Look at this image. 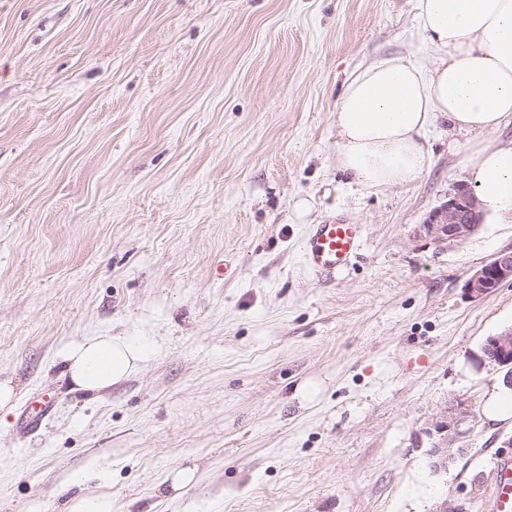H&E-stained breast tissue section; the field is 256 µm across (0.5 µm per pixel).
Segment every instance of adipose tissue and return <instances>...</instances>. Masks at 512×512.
Here are the masks:
<instances>
[{"mask_svg": "<svg viewBox=\"0 0 512 512\" xmlns=\"http://www.w3.org/2000/svg\"><path fill=\"white\" fill-rule=\"evenodd\" d=\"M417 18L436 54L430 68L381 60L356 74L336 103L340 169L353 183L387 190L429 166L436 120L471 134L464 167L483 212L512 214V141L491 135L512 125V0H417ZM142 344L88 336L64 352L75 392L101 394L148 358Z\"/></svg>", "mask_w": 512, "mask_h": 512, "instance_id": "adipose-tissue-1", "label": "adipose tissue"}]
</instances>
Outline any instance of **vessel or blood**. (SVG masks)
I'll return each instance as SVG.
<instances>
[{"mask_svg": "<svg viewBox=\"0 0 512 512\" xmlns=\"http://www.w3.org/2000/svg\"><path fill=\"white\" fill-rule=\"evenodd\" d=\"M364 227L331 220L311 225L302 242L303 263L320 278L347 268L362 246ZM483 512H512V454L499 453L490 470Z\"/></svg>", "mask_w": 512, "mask_h": 512, "instance_id": "b4317fda", "label": "vessel or blood"}]
</instances>
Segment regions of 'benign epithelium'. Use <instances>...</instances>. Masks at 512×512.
Returning a JSON list of instances; mask_svg holds the SVG:
<instances>
[{
  "mask_svg": "<svg viewBox=\"0 0 512 512\" xmlns=\"http://www.w3.org/2000/svg\"><path fill=\"white\" fill-rule=\"evenodd\" d=\"M481 224L478 199L465 183L460 182L448 194V201L430 214L423 228L435 242L451 246L475 234ZM511 281L512 250L502 251L468 277L464 290L470 298L482 299ZM477 362L479 367L496 372L512 367V330L491 338L489 347L477 356ZM466 416L463 404L458 403L428 431L433 439L431 454L438 458L437 465L443 466L464 453V449L455 443L460 438L458 426Z\"/></svg>",
  "mask_w": 512,
  "mask_h": 512,
  "instance_id": "benign-epithelium-1",
  "label": "benign epithelium"
}]
</instances>
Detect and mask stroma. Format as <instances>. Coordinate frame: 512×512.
<instances>
[{
  "mask_svg": "<svg viewBox=\"0 0 512 512\" xmlns=\"http://www.w3.org/2000/svg\"><path fill=\"white\" fill-rule=\"evenodd\" d=\"M416 0H0V512H481L512 425L479 368L512 328V283L469 298L512 218L436 245L423 226L464 181L466 136L437 121L432 163L374 191L338 166L336 103L384 58L431 66ZM366 227L351 265L302 264L308 225ZM147 345L97 397L65 347ZM48 392L51 415L19 435ZM470 411L463 455L427 431ZM196 466L179 497L167 473ZM467 412L462 403H457L449 409L441 420L436 421L433 430L428 431L433 439L431 454L438 458L436 466H443L455 459L457 455L464 453L465 449L455 447V443L460 438L458 431L459 424L465 419ZM62 512H112V498L78 494L65 502Z\"/></svg>",
  "mask_w": 512,
  "mask_h": 512,
  "instance_id": "stroma-1",
  "label": "stroma"
}]
</instances>
